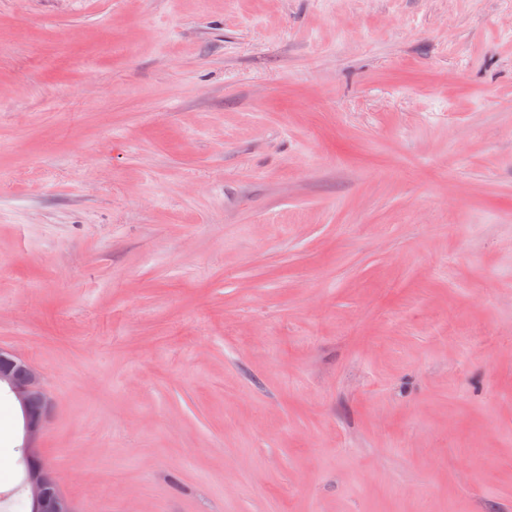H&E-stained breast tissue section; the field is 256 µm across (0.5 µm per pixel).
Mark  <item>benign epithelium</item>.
Returning a JSON list of instances; mask_svg holds the SVG:
<instances>
[{
	"mask_svg": "<svg viewBox=\"0 0 512 512\" xmlns=\"http://www.w3.org/2000/svg\"><path fill=\"white\" fill-rule=\"evenodd\" d=\"M0 387L14 397L23 415L21 492L24 499L32 512H76L42 452L41 437L51 401L41 372L25 359L1 349Z\"/></svg>",
	"mask_w": 512,
	"mask_h": 512,
	"instance_id": "benign-epithelium-1",
	"label": "benign epithelium"
}]
</instances>
